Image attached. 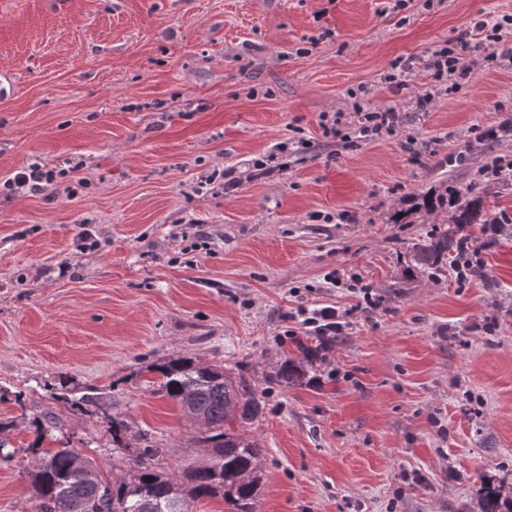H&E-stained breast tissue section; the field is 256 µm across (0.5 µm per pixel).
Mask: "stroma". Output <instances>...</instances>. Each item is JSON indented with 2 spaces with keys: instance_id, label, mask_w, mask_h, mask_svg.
<instances>
[{
  "instance_id": "35a3bbf8",
  "label": "stroma",
  "mask_w": 512,
  "mask_h": 512,
  "mask_svg": "<svg viewBox=\"0 0 512 512\" xmlns=\"http://www.w3.org/2000/svg\"><path fill=\"white\" fill-rule=\"evenodd\" d=\"M512 0H0V181L40 160L45 190H0V512H39L37 451L128 466L109 419L162 448L159 470L208 457L158 391L178 356L254 389L263 448L255 512H482L512 500V58L461 49ZM318 46L299 54L309 37ZM474 71L439 89L392 61L439 47ZM396 107V132L337 149L322 115ZM263 161L271 173L254 177ZM485 194L498 234L464 228L474 268L417 266L449 223L423 198ZM78 185L76 197L66 189ZM94 247L83 249L77 225ZM336 273L338 286L327 282ZM348 326L306 361L297 310ZM83 406H75V399ZM418 59L406 58L399 59L392 64V73L384 75L383 80L389 84L391 88H401L406 85V80L401 79L412 73L416 68ZM419 61V60H418Z\"/></svg>"
}]
</instances>
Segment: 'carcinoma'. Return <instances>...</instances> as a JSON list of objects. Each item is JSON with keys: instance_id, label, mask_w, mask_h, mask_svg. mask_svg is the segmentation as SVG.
<instances>
[{"instance_id": "cac0c4a2", "label": "carcinoma", "mask_w": 512, "mask_h": 512, "mask_svg": "<svg viewBox=\"0 0 512 512\" xmlns=\"http://www.w3.org/2000/svg\"><path fill=\"white\" fill-rule=\"evenodd\" d=\"M480 205L472 188L454 185L426 201L431 211L451 208V223L460 227L485 223ZM462 243L438 229L414 247V261L437 267ZM153 372L162 378L161 392L208 428L203 437L211 448L207 461L180 476L164 474L154 463L163 449L145 445L131 458L129 475L111 480L90 477L91 459L73 448H59L39 457L35 466L41 512H189L191 503L214 497L224 499L228 512H253L263 449L228 425L233 420L249 425L259 417L263 406L256 392L235 382L224 368L191 357L158 364Z\"/></svg>"}]
</instances>
